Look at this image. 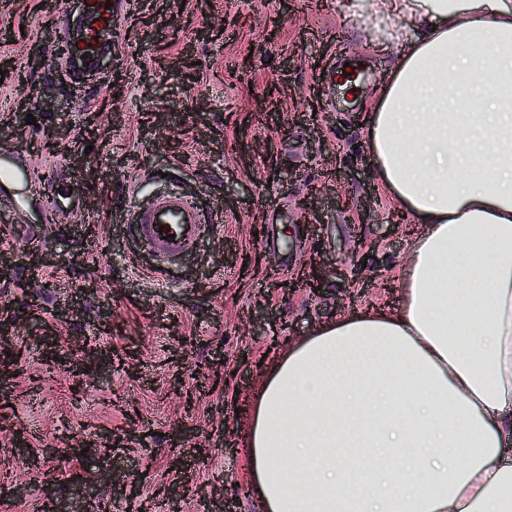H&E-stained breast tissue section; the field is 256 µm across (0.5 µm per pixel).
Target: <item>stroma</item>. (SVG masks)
Returning a JSON list of instances; mask_svg holds the SVG:
<instances>
[{"label": "stroma", "instance_id": "1", "mask_svg": "<svg viewBox=\"0 0 512 512\" xmlns=\"http://www.w3.org/2000/svg\"><path fill=\"white\" fill-rule=\"evenodd\" d=\"M59 10L0 0V148L83 189L80 216L60 224L0 197V329L19 353L0 365V512H262L244 486L266 372L338 318L398 309L425 231L397 223L367 131L329 79L334 62L370 58L366 110L395 57L342 0H128L97 93L47 51ZM143 165L218 215L165 286L112 217L156 191ZM272 223L302 244L289 266L264 247ZM315 265L316 294L297 285ZM99 346L111 359L87 358Z\"/></svg>", "mask_w": 512, "mask_h": 512}]
</instances>
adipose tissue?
Masks as SVG:
<instances>
[{"mask_svg":"<svg viewBox=\"0 0 512 512\" xmlns=\"http://www.w3.org/2000/svg\"><path fill=\"white\" fill-rule=\"evenodd\" d=\"M343 7L399 51L366 127L427 231L398 309L330 323L267 372L250 486L265 512H512V0Z\"/></svg>","mask_w":512,"mask_h":512,"instance_id":"obj_1","label":"adipose tissue"}]
</instances>
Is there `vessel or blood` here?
Wrapping results in <instances>:
<instances>
[{
  "label": "vessel or blood",
  "mask_w": 512,
  "mask_h": 512,
  "mask_svg": "<svg viewBox=\"0 0 512 512\" xmlns=\"http://www.w3.org/2000/svg\"><path fill=\"white\" fill-rule=\"evenodd\" d=\"M123 7L122 0H80L79 33L71 35L67 25H60L55 42L63 50V60L74 77L80 78L97 66L100 58L112 52L114 36L112 22ZM330 80L357 103L363 80L359 64L342 65L334 70ZM53 169L38 171L29 160L15 157L0 149V191L24 182L40 186L43 179H54ZM81 205L79 192L43 195L41 207L52 218L78 212ZM216 217L204 210L197 199L186 192L173 191L151 195L133 211L115 215V223L129 238L136 240L155 258V266L148 272L157 280L173 281L184 260L197 249L209 233Z\"/></svg>",
  "instance_id": "vessel-or-blood-1"
}]
</instances>
